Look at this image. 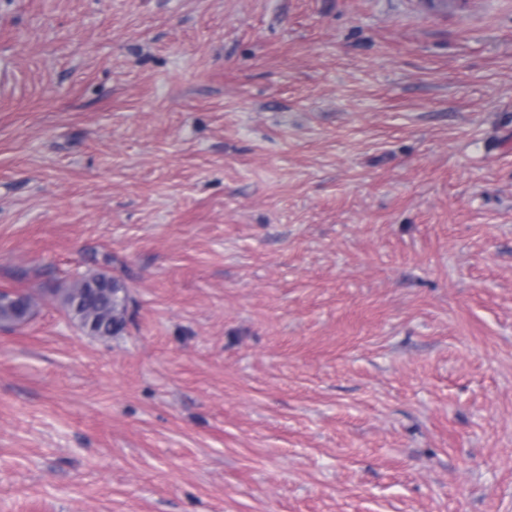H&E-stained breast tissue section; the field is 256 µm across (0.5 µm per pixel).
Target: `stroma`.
I'll list each match as a JSON object with an SVG mask.
<instances>
[{
	"mask_svg": "<svg viewBox=\"0 0 512 512\" xmlns=\"http://www.w3.org/2000/svg\"><path fill=\"white\" fill-rule=\"evenodd\" d=\"M0 291V512H512V0H0ZM127 300L116 278L97 273L76 280L63 292L60 303L88 334L108 337L124 326ZM35 307L34 298L25 293H0V323L25 322Z\"/></svg>",
	"mask_w": 512,
	"mask_h": 512,
	"instance_id": "obj_1",
	"label": "stroma"
}]
</instances>
